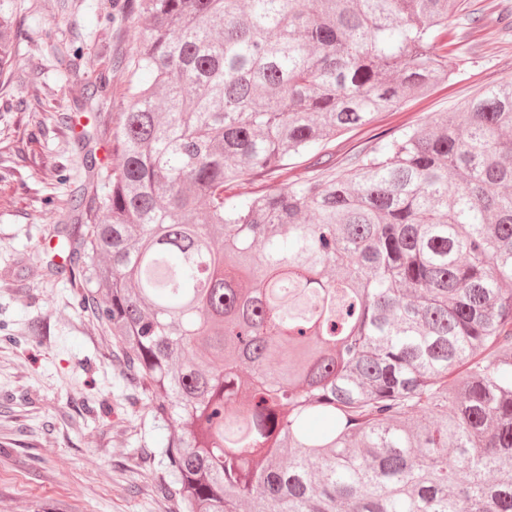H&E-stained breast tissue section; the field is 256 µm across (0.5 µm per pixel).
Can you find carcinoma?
Returning a JSON list of instances; mask_svg holds the SVG:
<instances>
[{"instance_id": "1", "label": "carcinoma", "mask_w": 512, "mask_h": 512, "mask_svg": "<svg viewBox=\"0 0 512 512\" xmlns=\"http://www.w3.org/2000/svg\"><path fill=\"white\" fill-rule=\"evenodd\" d=\"M460 2L140 0L67 258L182 512H512V81L288 178L448 80ZM14 41L0 12V78Z\"/></svg>"}]
</instances>
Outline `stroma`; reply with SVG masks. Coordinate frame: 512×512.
I'll return each mask as SVG.
<instances>
[{"instance_id": "stroma-1", "label": "stroma", "mask_w": 512, "mask_h": 512, "mask_svg": "<svg viewBox=\"0 0 512 512\" xmlns=\"http://www.w3.org/2000/svg\"><path fill=\"white\" fill-rule=\"evenodd\" d=\"M450 20L452 75L378 113L326 148L337 170L410 127L456 112L479 90L512 80V0H462ZM17 33V64L0 82V512H179L178 484L158 442L169 428L114 357L56 229L76 223L87 192L80 139L97 115L118 122L126 74L146 17L112 18V0H0ZM488 20L470 27L467 11ZM109 86L87 105V90Z\"/></svg>"}]
</instances>
